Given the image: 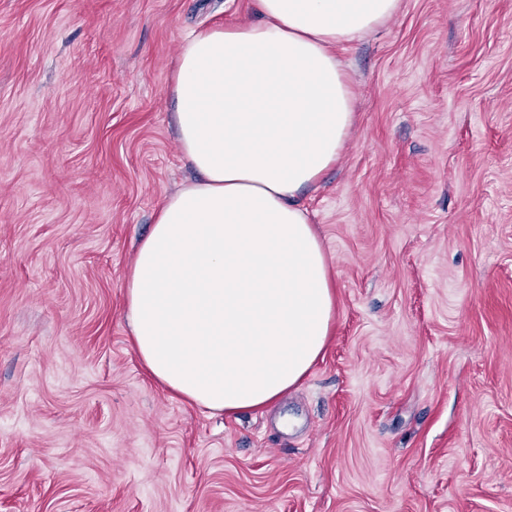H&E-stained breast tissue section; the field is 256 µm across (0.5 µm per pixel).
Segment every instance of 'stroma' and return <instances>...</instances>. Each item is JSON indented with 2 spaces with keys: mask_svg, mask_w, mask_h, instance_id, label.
<instances>
[{
  "mask_svg": "<svg viewBox=\"0 0 512 512\" xmlns=\"http://www.w3.org/2000/svg\"><path fill=\"white\" fill-rule=\"evenodd\" d=\"M253 0H0V512H512V0H401L341 53L303 194L333 330L262 412L148 378L123 275L195 171L184 37Z\"/></svg>",
  "mask_w": 512,
  "mask_h": 512,
  "instance_id": "35a3bbf8",
  "label": "stroma"
}]
</instances>
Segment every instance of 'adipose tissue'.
Segmentation results:
<instances>
[{
    "label": "adipose tissue",
    "instance_id": "1",
    "mask_svg": "<svg viewBox=\"0 0 512 512\" xmlns=\"http://www.w3.org/2000/svg\"><path fill=\"white\" fill-rule=\"evenodd\" d=\"M259 22L188 34L171 92L201 173L167 197L124 275L150 376L204 410L262 409L322 355L335 293L299 191L338 160L353 122L338 45L399 0H254Z\"/></svg>",
    "mask_w": 512,
    "mask_h": 512
}]
</instances>
